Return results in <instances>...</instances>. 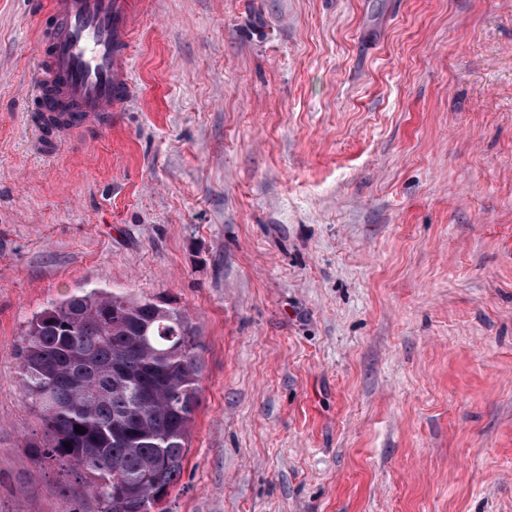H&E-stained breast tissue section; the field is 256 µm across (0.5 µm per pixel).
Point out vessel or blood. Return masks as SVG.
<instances>
[{
  "label": "vessel or blood",
  "mask_w": 512,
  "mask_h": 512,
  "mask_svg": "<svg viewBox=\"0 0 512 512\" xmlns=\"http://www.w3.org/2000/svg\"><path fill=\"white\" fill-rule=\"evenodd\" d=\"M132 22L131 0H48L33 101L54 132L99 129L123 111Z\"/></svg>",
  "instance_id": "b4317fda"
}]
</instances>
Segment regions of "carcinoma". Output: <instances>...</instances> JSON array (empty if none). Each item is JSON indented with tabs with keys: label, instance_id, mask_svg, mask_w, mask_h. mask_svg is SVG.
Masks as SVG:
<instances>
[{
	"label": "carcinoma",
	"instance_id": "obj_1",
	"mask_svg": "<svg viewBox=\"0 0 512 512\" xmlns=\"http://www.w3.org/2000/svg\"><path fill=\"white\" fill-rule=\"evenodd\" d=\"M198 349L181 308L101 289L28 323L20 381L44 452L96 479L99 512H154L176 484L200 404Z\"/></svg>",
	"mask_w": 512,
	"mask_h": 512
}]
</instances>
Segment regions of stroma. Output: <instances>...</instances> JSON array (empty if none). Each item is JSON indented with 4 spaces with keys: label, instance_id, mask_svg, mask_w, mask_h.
I'll return each instance as SVG.
<instances>
[{
    "label": "stroma",
    "instance_id": "1",
    "mask_svg": "<svg viewBox=\"0 0 512 512\" xmlns=\"http://www.w3.org/2000/svg\"><path fill=\"white\" fill-rule=\"evenodd\" d=\"M46 2L0 0V512H98L17 357L81 288L199 336L157 512H512V0H142L134 97L44 151Z\"/></svg>",
    "mask_w": 512,
    "mask_h": 512
}]
</instances>
